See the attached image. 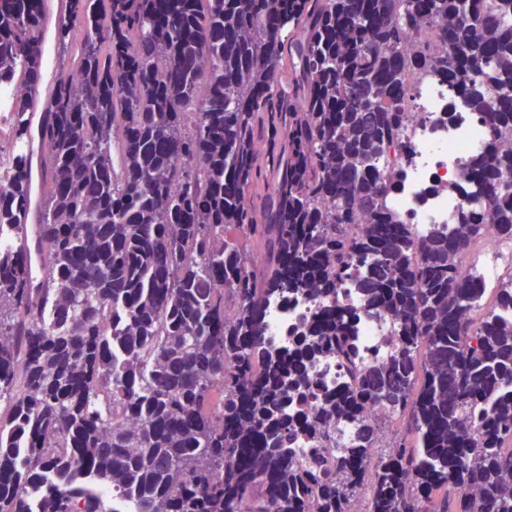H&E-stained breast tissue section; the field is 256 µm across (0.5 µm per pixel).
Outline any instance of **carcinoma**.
I'll use <instances>...</instances> for the list:
<instances>
[{
    "label": "carcinoma",
    "mask_w": 512,
    "mask_h": 512,
    "mask_svg": "<svg viewBox=\"0 0 512 512\" xmlns=\"http://www.w3.org/2000/svg\"><path fill=\"white\" fill-rule=\"evenodd\" d=\"M43 128L31 264L28 159L0 193V512H512V305L458 272L512 240V0H72ZM42 0H0V83L27 136ZM288 44H283V35ZM413 39L411 52L404 50ZM445 77L497 139L457 228L413 238L383 208L416 75ZM280 137L288 151L261 153ZM351 281L399 324L357 354L325 308L273 352L266 301ZM332 354L348 383L310 367ZM396 416L393 446L374 448ZM123 418L135 421L126 427ZM363 419L340 456L290 444Z\"/></svg>",
    "instance_id": "cac0c4a2"
}]
</instances>
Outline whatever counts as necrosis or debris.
<instances>
[{"mask_svg":"<svg viewBox=\"0 0 512 512\" xmlns=\"http://www.w3.org/2000/svg\"><path fill=\"white\" fill-rule=\"evenodd\" d=\"M411 98L419 118L405 131L406 152L381 154L373 165L386 176L399 172L396 188L386 197L388 208L420 239L432 229L457 224L469 193L463 172L473 157L486 152L493 132L480 115L455 101L440 76L421 75L412 87ZM459 270L486 292H494L512 272V242L488 241L482 258L463 256ZM323 306V301L300 295L271 301L265 308L266 342L283 346L290 328L311 320ZM356 334L358 353L364 361L384 362L396 352L399 327L386 314L362 315Z\"/></svg>","mask_w":512,"mask_h":512,"instance_id":"4bbe7bcc","label":"necrosis or debris"}]
</instances>
